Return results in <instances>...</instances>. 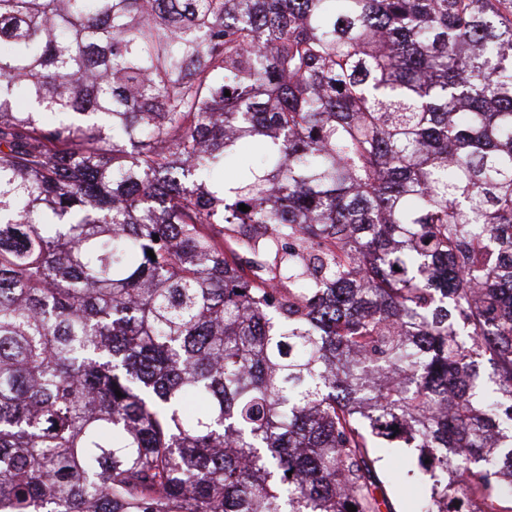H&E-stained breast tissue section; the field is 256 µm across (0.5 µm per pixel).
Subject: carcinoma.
<instances>
[{
    "label": "carcinoma",
    "mask_w": 512,
    "mask_h": 512,
    "mask_svg": "<svg viewBox=\"0 0 512 512\" xmlns=\"http://www.w3.org/2000/svg\"><path fill=\"white\" fill-rule=\"evenodd\" d=\"M1 44L0 512H390L395 448L420 512H512V0H0Z\"/></svg>",
    "instance_id": "carcinoma-1"
}]
</instances>
